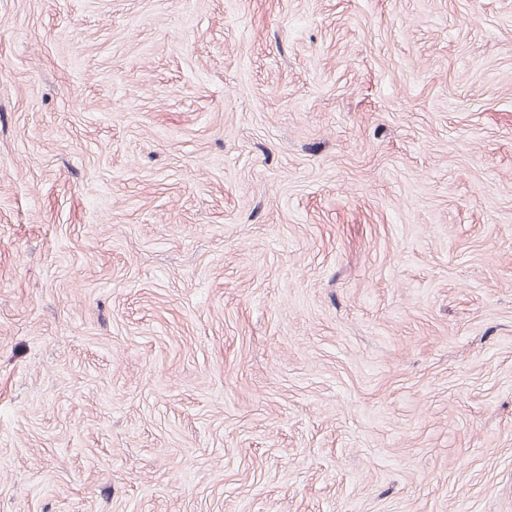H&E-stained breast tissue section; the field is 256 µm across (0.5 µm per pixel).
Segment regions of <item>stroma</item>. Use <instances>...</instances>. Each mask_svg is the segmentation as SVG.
Returning <instances> with one entry per match:
<instances>
[{
	"label": "stroma",
	"mask_w": 512,
	"mask_h": 512,
	"mask_svg": "<svg viewBox=\"0 0 512 512\" xmlns=\"http://www.w3.org/2000/svg\"><path fill=\"white\" fill-rule=\"evenodd\" d=\"M0 512H512V0H0Z\"/></svg>",
	"instance_id": "stroma-1"
}]
</instances>
